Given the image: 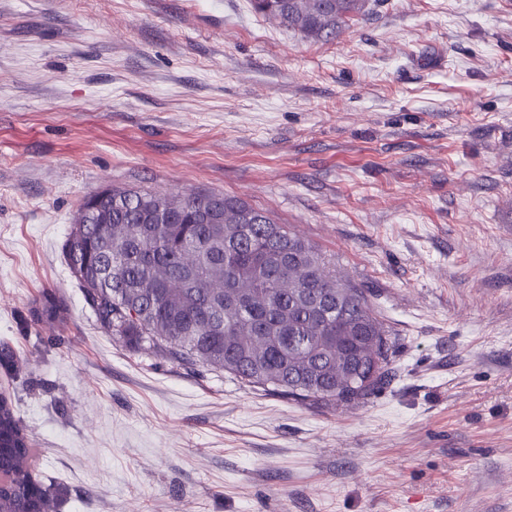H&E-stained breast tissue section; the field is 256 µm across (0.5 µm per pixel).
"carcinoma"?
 Instances as JSON below:
<instances>
[{"label":"carcinoma","mask_w":512,"mask_h":512,"mask_svg":"<svg viewBox=\"0 0 512 512\" xmlns=\"http://www.w3.org/2000/svg\"><path fill=\"white\" fill-rule=\"evenodd\" d=\"M289 31L331 41L370 0H251ZM100 326L167 360L222 370L301 403H361L392 377L393 342L363 289L268 211L215 192L112 187L87 196L64 244ZM112 266V283L92 273ZM39 316L62 319L48 297ZM0 512H50L59 484L34 478L27 434L0 397Z\"/></svg>","instance_id":"carcinoma-1"}]
</instances>
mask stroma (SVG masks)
<instances>
[{
	"label": "stroma",
	"mask_w": 512,
	"mask_h": 512,
	"mask_svg": "<svg viewBox=\"0 0 512 512\" xmlns=\"http://www.w3.org/2000/svg\"><path fill=\"white\" fill-rule=\"evenodd\" d=\"M109 185L292 225L390 384L301 404L112 336L63 252ZM2 341L53 512H512V0H374L330 42L250 0H0Z\"/></svg>",
	"instance_id": "obj_1"
}]
</instances>
